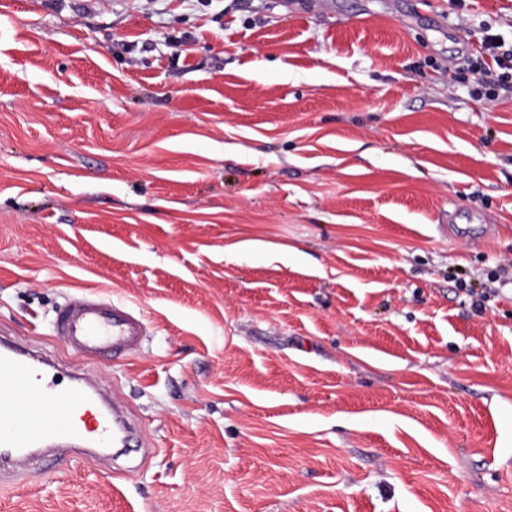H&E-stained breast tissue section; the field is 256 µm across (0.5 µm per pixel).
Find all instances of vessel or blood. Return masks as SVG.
<instances>
[{
  "mask_svg": "<svg viewBox=\"0 0 512 512\" xmlns=\"http://www.w3.org/2000/svg\"><path fill=\"white\" fill-rule=\"evenodd\" d=\"M52 331L74 350L97 359H111L136 350L145 334L140 314L116 305L106 307L82 296L59 306ZM41 360L13 343L0 344V469L18 477L41 457L80 448H125L126 423L118 407L105 402L88 381L59 388L43 375ZM101 410L93 429L74 419L90 405Z\"/></svg>",
  "mask_w": 512,
  "mask_h": 512,
  "instance_id": "1",
  "label": "vessel or blood"
}]
</instances>
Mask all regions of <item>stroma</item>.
<instances>
[{
  "instance_id": "obj_1",
  "label": "stroma",
  "mask_w": 512,
  "mask_h": 512,
  "mask_svg": "<svg viewBox=\"0 0 512 512\" xmlns=\"http://www.w3.org/2000/svg\"><path fill=\"white\" fill-rule=\"evenodd\" d=\"M487 30L512 0H0V336L155 449L30 469L0 512H512ZM81 295L143 315L128 360L52 335ZM472 74L474 76L475 84H476V90H483L490 84L498 83L504 86H508L512 88V85L509 83V78L512 80V73L510 72H503L499 75H496V79L493 78V73L491 66L484 62L480 61L478 64L474 65L472 68ZM510 74V76H509Z\"/></svg>"
}]
</instances>
